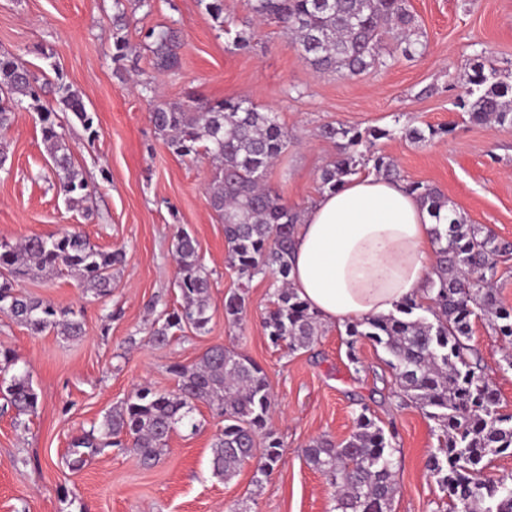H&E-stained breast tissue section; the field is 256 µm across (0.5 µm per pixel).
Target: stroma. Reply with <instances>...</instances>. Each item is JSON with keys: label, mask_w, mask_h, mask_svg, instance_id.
I'll return each instance as SVG.
<instances>
[{"label": "stroma", "mask_w": 512, "mask_h": 512, "mask_svg": "<svg viewBox=\"0 0 512 512\" xmlns=\"http://www.w3.org/2000/svg\"><path fill=\"white\" fill-rule=\"evenodd\" d=\"M408 5L425 49L407 57L387 41L386 66L357 76L314 71L278 23L251 22L245 0H224L225 17L253 33L245 50L230 46L203 0H153L144 26L172 24L184 33L172 74H154L135 30L126 37L139 70L154 76L157 98L181 100L195 92L277 112L293 141L269 184L288 207L302 212L319 197L320 172L336 156L321 126L444 127L447 135L425 143L377 140L371 153L393 158L402 183L438 188L471 223L512 242V127L474 122L459 106L476 55L487 54L512 76V0ZM113 42L112 0H0V53L36 72L58 66L98 131L89 136L77 123L69 130L74 165L96 187L86 206L69 209L49 170L38 115L30 103L18 106L14 124L0 135L9 155L0 171V240L75 229L100 249L126 254L104 298L65 273L19 282L24 293L83 312L79 341L51 331L34 336L0 315V351L16 356L13 373L29 374L38 394L27 429L0 415V512H332V490L307 464L304 450L317 438H348L363 409L395 434L393 512H440L442 493L428 469L437 449L435 424L401 398L381 347L359 340V362L351 364L344 330L327 324L308 348L273 346L262 327L271 290L261 278L246 290L241 320L227 319L224 301L239 280L226 262L224 226L207 201L209 160L182 159L155 135L151 99L113 73ZM181 228L196 239L209 274L211 321L205 334L189 332L159 348L150 341L155 315L148 305L162 309L175 300L172 243ZM470 344L504 411L512 413L508 350L486 317L475 319ZM213 345L258 363L270 384L267 427L283 447L262 485L253 484L250 465L227 481L212 475L211 444L222 422L203 403L194 413L197 430L172 433L153 467L121 448L90 457L81 470L67 467L75 437L137 388L176 391L169 366L194 364Z\"/></svg>", "instance_id": "1"}]
</instances>
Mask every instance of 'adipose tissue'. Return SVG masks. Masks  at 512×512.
Returning a JSON list of instances; mask_svg holds the SVG:
<instances>
[{
    "label": "adipose tissue",
    "mask_w": 512,
    "mask_h": 512,
    "mask_svg": "<svg viewBox=\"0 0 512 512\" xmlns=\"http://www.w3.org/2000/svg\"><path fill=\"white\" fill-rule=\"evenodd\" d=\"M432 224L402 183L352 177L305 211L289 283L325 323L341 327L389 314L407 298L425 300Z\"/></svg>",
    "instance_id": "ef3b65f1"
}]
</instances>
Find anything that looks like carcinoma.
I'll return each instance as SVG.
<instances>
[{
  "mask_svg": "<svg viewBox=\"0 0 512 512\" xmlns=\"http://www.w3.org/2000/svg\"><path fill=\"white\" fill-rule=\"evenodd\" d=\"M112 8L116 30L112 61L121 75L129 47L122 32L138 26V12L149 15L152 0H113ZM246 8L257 20L280 24L300 56L318 72L356 76L386 65L382 37L393 31L400 35L403 54L413 55L423 47L407 0H246ZM140 34L155 71L178 68L183 46L180 28L161 25ZM45 89L54 94L56 107L38 105ZM22 97L37 103L43 142L65 203L73 207L85 201L94 187L75 170L65 125L57 120V113H69L68 122L76 121L90 135H97L79 93L58 71L55 79L46 77L41 83L14 57L0 55L1 132L13 125L14 106ZM460 107L476 122L512 127V80L503 79L481 57L470 64ZM150 122L172 153L191 159L203 154L212 163L206 194L224 223L228 263L244 288L257 276L273 278L271 308L263 321L270 342H284L292 351L311 346L319 336V316L288 282L300 214L282 203L267 182L271 167L291 140L277 113L263 112L244 100L212 103L189 94L184 100L152 102ZM446 133L448 129L432 126L363 133L355 127L327 124L320 134L336 143L337 153L322 170L319 189L334 192L358 174L366 159L357 147L373 139L400 136L428 142ZM373 168L379 176L400 180L397 165L383 155L373 158ZM406 189L433 219L436 250L430 303L425 307L406 299L394 313L346 326L349 353L355 356L359 337L381 347L403 397L435 422L439 448L428 467L446 495L448 512H512V483L485 475L493 458L512 454V413L500 410L498 390L485 378L468 345L473 319L480 312L491 317L497 336L512 343V308L501 304L493 285L498 263L512 255V243L480 224L468 223L437 188L413 182ZM174 259L180 301L161 311L153 323L151 342L158 347L169 345L178 332L204 333L210 322L209 275L196 240L185 230L176 233ZM124 261L122 251H101L77 231L35 235L19 244L0 241V313L33 335L53 330L65 340L78 339L85 331L81 314L19 292L16 284L67 269L94 295L106 297L112 293V271ZM245 307L243 292L224 302L225 315L233 322L241 320ZM170 372L177 379L175 392L136 390L72 441L69 468L81 469L87 457L109 447L132 449L140 464L149 468L173 431L197 429L193 413L196 403L203 402L224 421L211 447L212 475L232 478L251 452L259 457L253 480L261 484L277 466L281 448L279 439L266 430L271 393L262 368L246 356L213 345L198 362L173 364ZM5 400L15 412V424H23L22 417L38 404L30 377L12 376ZM394 452L384 429L365 407L348 438L317 439L304 450L307 463L333 488V512H392L397 493Z\"/></svg>",
  "mask_w": 512,
  "mask_h": 512,
  "instance_id": "1",
  "label": "carcinoma"
}]
</instances>
